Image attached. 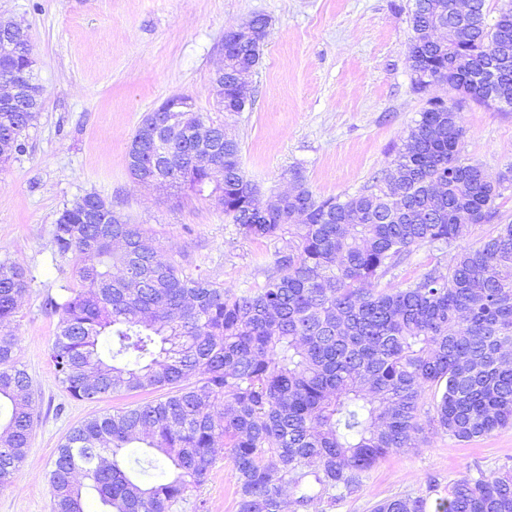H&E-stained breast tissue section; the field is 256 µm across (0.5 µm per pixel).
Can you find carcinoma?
<instances>
[{"label":"carcinoma","instance_id":"1","mask_svg":"<svg viewBox=\"0 0 512 512\" xmlns=\"http://www.w3.org/2000/svg\"><path fill=\"white\" fill-rule=\"evenodd\" d=\"M486 0L465 14L448 0H413L408 59L417 92L446 84L453 102L430 98L392 169L355 194L316 196L299 168L293 188L267 207L241 164L240 144L200 112H149L131 137L126 166L142 185L224 202V216L257 240L288 238L263 285L229 293L164 260L152 237L117 211L92 223L102 197L64 207L53 255L74 286L47 305L59 314L49 359L73 399L165 391L72 428L50 471L51 512H88L83 488L108 512H171L208 481L228 450L238 512L335 506L387 454L416 447L427 424L461 442L512 424V224L463 246L447 273L433 267L400 288H375L412 248L448 246L490 222L501 182L460 158L458 109L512 108V0L494 24ZM224 34V69L252 71L269 19ZM495 66L498 82L483 70ZM28 41L0 54V82L32 76ZM250 101L224 83V111ZM43 107L0 109V165L24 152L23 133ZM209 151L184 152L190 129ZM31 278L0 259V487L23 463L35 421L32 379L16 361L10 329ZM81 472L88 480L75 479ZM374 512H512V468L454 480L448 495L397 494Z\"/></svg>","mask_w":512,"mask_h":512}]
</instances>
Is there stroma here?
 <instances>
[{
	"instance_id": "obj_1",
	"label": "stroma",
	"mask_w": 512,
	"mask_h": 512,
	"mask_svg": "<svg viewBox=\"0 0 512 512\" xmlns=\"http://www.w3.org/2000/svg\"><path fill=\"white\" fill-rule=\"evenodd\" d=\"M410 0H0V21L27 28L44 108L25 131V150L0 166V258L31 274V288L11 328L17 360L32 378L39 417L24 462L0 488V512H50L48 474L67 431L127 404L124 396L71 399L49 362L59 316L46 304L73 282L70 265L52 253L59 210L95 192L142 225L162 258L179 262L238 292L262 285L278 240L244 237L213 201L136 184L125 164L142 117L166 98L187 95L196 108L239 141L246 176L260 201L290 188L302 168L315 195L355 194L387 169L419 119L427 96L449 97L447 85L416 93L407 60ZM265 15L269 34L248 81L252 105L216 108L212 78L224 60L227 30ZM461 157L491 178L506 177L494 222L465 239L479 245L497 225L512 224V111L474 103L460 109ZM448 252L413 248L392 276L395 288ZM512 468V426L463 443L427 429L417 448L388 454L361 488L330 512H372L394 494L445 495L453 480ZM209 512H237V479L220 460L193 493Z\"/></svg>"
}]
</instances>
